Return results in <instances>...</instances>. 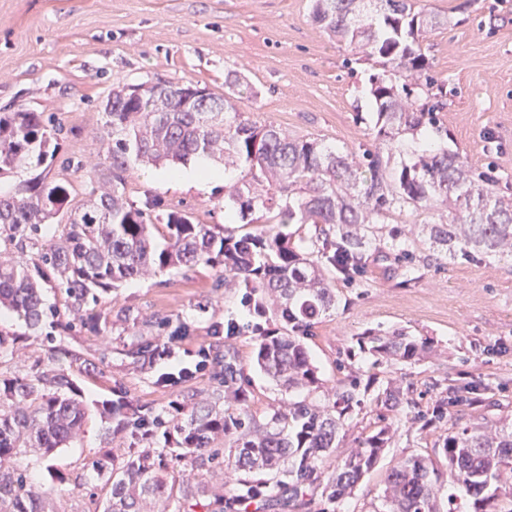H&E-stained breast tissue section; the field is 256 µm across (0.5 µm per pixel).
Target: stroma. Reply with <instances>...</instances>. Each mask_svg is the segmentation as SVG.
Returning a JSON list of instances; mask_svg holds the SVG:
<instances>
[{"label":"stroma","mask_w":512,"mask_h":512,"mask_svg":"<svg viewBox=\"0 0 512 512\" xmlns=\"http://www.w3.org/2000/svg\"><path fill=\"white\" fill-rule=\"evenodd\" d=\"M425 5L440 20L423 39L429 71L448 92L439 114L447 134L435 143L459 153L473 171L492 172L502 194L512 197V0ZM378 71L313 19L310 0H0V112L23 108L62 124L48 178L66 184L78 204L94 186L111 140L103 105L115 86L164 80L199 84L218 96L236 89L238 108L257 124L360 152L376 146V104L367 89ZM156 172L148 164L129 172L130 202L160 215L175 208L200 223L223 224V186L208 192L161 188L152 180ZM440 220V212L429 210L395 216L363 276L337 280L334 314L306 341L321 380L311 399L352 383L361 401L340 434L341 448L357 447L382 424L391 426L375 469L336 502V512H385L386 477L408 456L439 459L444 436L512 421V262H452L419 246L408 265L390 247L396 233ZM218 278L217 270L198 266L128 280L104 300L111 311H129L130 321L100 331L63 332L46 322L35 337L0 310V332L17 337L0 353V379L32 373L55 351L96 365L88 374L69 369L88 402L83 433L50 460L28 456L37 480L52 485L58 512L102 510L100 498L90 494L98 480L84 467L104 445L96 401L123 391L167 413L191 395L212 399L211 370L177 386L161 382L174 363L193 366L199 349L235 351L244 406L257 423L287 399L254 364L256 318L241 289ZM155 314L187 323L192 333L176 343L175 360L159 358L140 369L121 349L140 333V319ZM371 329L405 330L431 340L434 352L423 361L375 365L358 344ZM390 380L419 403L421 421L378 402ZM461 387L468 390L465 400L434 419L435 401ZM51 468L66 473L67 483L51 484Z\"/></svg>","instance_id":"35a3bbf8"}]
</instances>
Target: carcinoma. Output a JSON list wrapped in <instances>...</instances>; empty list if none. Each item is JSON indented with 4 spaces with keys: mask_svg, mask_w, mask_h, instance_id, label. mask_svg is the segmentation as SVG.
<instances>
[{
    "mask_svg": "<svg viewBox=\"0 0 512 512\" xmlns=\"http://www.w3.org/2000/svg\"><path fill=\"white\" fill-rule=\"evenodd\" d=\"M364 2L314 0L312 13L334 36L402 80L398 87L380 76L370 78L382 149H366L358 158L346 148L293 138L243 118L228 95L219 112H188L176 95L169 111L160 112L147 98L114 90L104 107L112 144L87 201L71 204L67 186L40 173L0 194V306L38 332L46 318L60 316L35 281L48 275L65 295L64 330L107 327L112 313L100 305L101 294L135 277L207 266L244 289L256 316L281 321L255 340L260 370L288 391L310 390L319 388V378L304 337L335 309L336 276L365 266L370 252L380 249L383 225L395 214L439 203L446 220L425 225L429 236L420 243L450 260L512 261V198L497 193L495 180L475 175L459 154L435 145L410 152L398 167L383 160V149L406 153V131L439 128L437 113L447 105V91L432 92L422 48L432 23L425 7L417 0H374L379 8L371 13L361 8ZM61 132L41 112H0V175L55 158L49 146ZM226 154L248 168L228 187L230 203L242 212L261 210L268 224L309 228L303 246H290L281 231L220 234L183 210L154 217L125 197L126 173L140 163L187 164ZM59 214L66 217L62 232L45 239L48 221ZM160 223L166 227L162 248L155 243ZM32 251L30 264L12 258ZM142 326L168 329L171 340L188 335L185 324L175 326L164 316ZM159 341L141 339L125 355L134 364L148 363ZM360 344L387 363L419 360L432 350L429 341L402 330L369 331ZM217 363L224 364L214 373L224 393L221 407L195 399L165 417L124 393L101 403V415L112 423L106 442L119 433L133 440L123 454L102 448L84 464L107 488L103 512H242L249 504L265 512H324L316 499L326 504L350 493L388 445L391 430L383 426L332 462L339 434L359 403L356 387L326 391L315 402L290 399L261 425L239 405L235 353L224 349ZM85 419L82 396L53 355L34 373L3 380L0 512H56L50 492L22 458L30 452L49 458L79 437ZM441 452L453 482L472 503L459 502L450 492L448 510H442L440 470L416 454L388 474L386 512H490L500 496L512 495V422L450 434Z\"/></svg>",
    "mask_w": 512,
    "mask_h": 512,
    "instance_id": "cac0c4a2",
    "label": "carcinoma"
}]
</instances>
